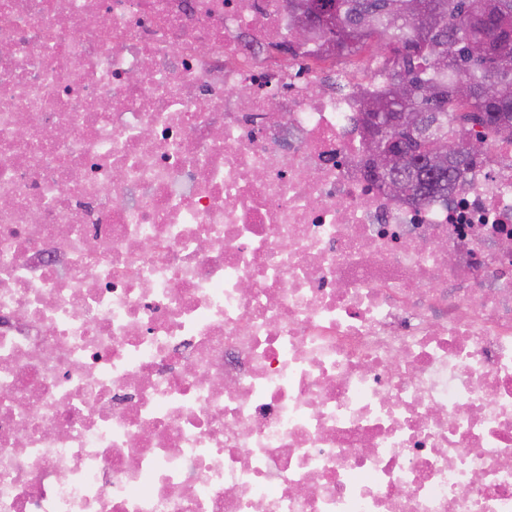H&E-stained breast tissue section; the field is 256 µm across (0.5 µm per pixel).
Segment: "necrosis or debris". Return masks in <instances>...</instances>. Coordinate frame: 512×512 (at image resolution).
Wrapping results in <instances>:
<instances>
[{
	"label": "necrosis or debris",
	"mask_w": 512,
	"mask_h": 512,
	"mask_svg": "<svg viewBox=\"0 0 512 512\" xmlns=\"http://www.w3.org/2000/svg\"><path fill=\"white\" fill-rule=\"evenodd\" d=\"M292 29L0 0V512H512V143L394 198Z\"/></svg>",
	"instance_id": "1"
}]
</instances>
